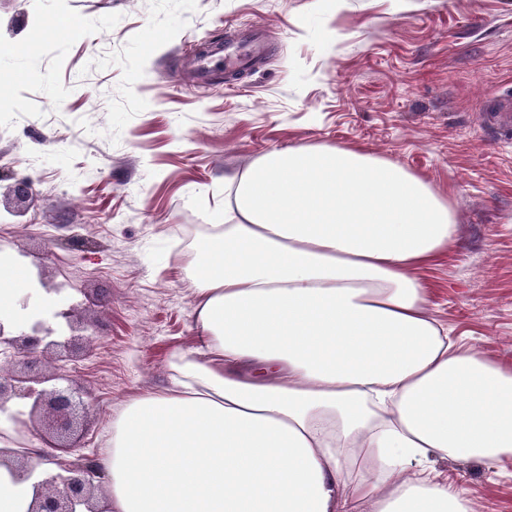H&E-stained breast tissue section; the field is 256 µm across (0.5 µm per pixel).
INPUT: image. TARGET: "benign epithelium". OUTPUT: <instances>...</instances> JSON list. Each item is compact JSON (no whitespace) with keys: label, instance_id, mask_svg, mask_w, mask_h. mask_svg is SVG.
Here are the masks:
<instances>
[{"label":"benign epithelium","instance_id":"obj_1","mask_svg":"<svg viewBox=\"0 0 512 512\" xmlns=\"http://www.w3.org/2000/svg\"><path fill=\"white\" fill-rule=\"evenodd\" d=\"M87 332L89 324L79 323L76 306L70 305L54 315V320L37 318L23 328L8 329L0 319V354L10 357L12 368L0 376V411L16 398L31 401L30 419L42 418L46 431L40 434L41 450L17 454L11 465L24 476L43 461L55 460L54 451L79 447L82 413L92 393L87 389L58 383V374H46L42 360L58 351H74L71 343L55 337L65 332ZM102 477L93 461L72 464L35 486L30 512H104L99 507L98 492Z\"/></svg>","mask_w":512,"mask_h":512}]
</instances>
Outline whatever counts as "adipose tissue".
Returning a JSON list of instances; mask_svg holds the SVG:
<instances>
[{"label": "adipose tissue", "instance_id": "obj_1", "mask_svg": "<svg viewBox=\"0 0 512 512\" xmlns=\"http://www.w3.org/2000/svg\"><path fill=\"white\" fill-rule=\"evenodd\" d=\"M456 235L448 196L353 147L273 149L225 177L223 223L186 246L194 345L96 458L108 512H473L426 466L512 463V363L427 312L417 270ZM39 288L0 251L1 320L51 315ZM40 478L0 465V512H29Z\"/></svg>", "mask_w": 512, "mask_h": 512}]
</instances>
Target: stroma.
I'll return each instance as SVG.
<instances>
[{
	"label": "stroma",
	"instance_id": "1",
	"mask_svg": "<svg viewBox=\"0 0 512 512\" xmlns=\"http://www.w3.org/2000/svg\"><path fill=\"white\" fill-rule=\"evenodd\" d=\"M53 18L76 24L54 36ZM259 26L267 64L200 85L187 47ZM512 83V0H0V251L63 284L96 324L64 368L89 389L79 448L163 386L194 343V300L170 230L224 221V178L275 148L326 142L388 157L449 195L459 233L419 269L428 310L459 344L512 361V147L484 105ZM33 184L16 211L10 189ZM108 295L109 305L98 302ZM474 512H512V464L437 460Z\"/></svg>",
	"mask_w": 512,
	"mask_h": 512
}]
</instances>
